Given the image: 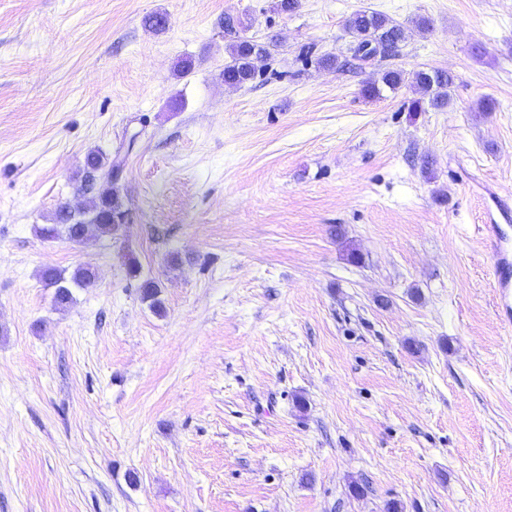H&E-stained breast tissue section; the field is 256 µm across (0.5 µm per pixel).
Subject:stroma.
I'll use <instances>...</instances> for the list:
<instances>
[{
	"label": "stroma",
	"mask_w": 512,
	"mask_h": 512,
	"mask_svg": "<svg viewBox=\"0 0 512 512\" xmlns=\"http://www.w3.org/2000/svg\"><path fill=\"white\" fill-rule=\"evenodd\" d=\"M273 3L0 0V512H512L484 244L487 191L512 200V0ZM359 9L409 39L320 67ZM228 14L270 50L242 87ZM383 69L448 71L450 107L364 96ZM97 148L128 152L132 223L41 239ZM83 264L55 309L40 270Z\"/></svg>",
	"instance_id": "stroma-1"
}]
</instances>
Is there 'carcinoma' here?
Returning a JSON list of instances; mask_svg holds the SVG:
<instances>
[{"instance_id": "1", "label": "carcinoma", "mask_w": 512, "mask_h": 512, "mask_svg": "<svg viewBox=\"0 0 512 512\" xmlns=\"http://www.w3.org/2000/svg\"><path fill=\"white\" fill-rule=\"evenodd\" d=\"M224 38L230 60L224 65V83L241 87L260 73V68L270 55L269 46L242 35L249 28L241 20L231 16L224 17ZM346 29L352 38L349 52L353 59L368 61L373 54L380 52L383 56H395L409 37L410 28L398 23L376 11L357 10L346 22ZM410 85L419 98L413 100L410 111H424L423 104L443 111L451 104L450 88L452 77L444 70L419 69L406 73L398 69H388L373 74L366 83L363 92L369 97H379L384 90L394 92L405 85ZM124 159L120 154L108 156L101 151H92L85 156L83 169L77 174L78 187H83L88 173L99 169L114 175L120 172ZM128 207L122 196L114 188V183H106L99 191L88 194V206L83 213L71 216L65 204H60L52 214L50 223L39 228L44 238H54L60 234L76 244L81 243L85 226H90L93 234L112 238L120 227L123 215ZM41 279L55 287L54 302L65 308L73 300L71 286L88 288L93 283V268H77L70 278L53 267H46L41 272ZM143 299L150 302V307L159 312L162 303L159 299L160 286L151 279L140 284Z\"/></svg>"}]
</instances>
